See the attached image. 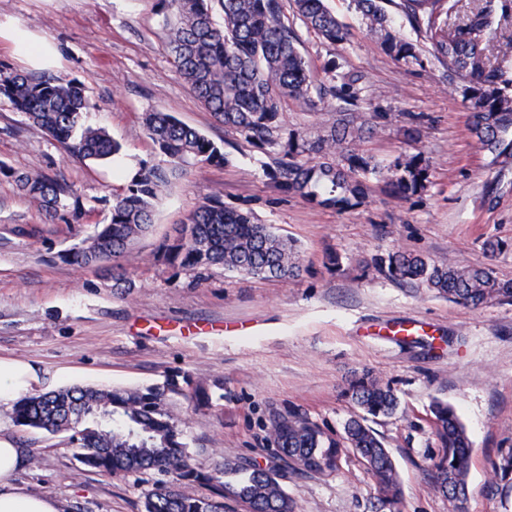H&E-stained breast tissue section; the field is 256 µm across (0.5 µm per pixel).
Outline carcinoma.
Returning a JSON list of instances; mask_svg holds the SVG:
<instances>
[{"label": "carcinoma", "instance_id": "cac0c4a2", "mask_svg": "<svg viewBox=\"0 0 512 512\" xmlns=\"http://www.w3.org/2000/svg\"><path fill=\"white\" fill-rule=\"evenodd\" d=\"M294 15L305 27L330 42L346 32L325 0H292ZM361 20L386 45L397 61L416 59L413 44L403 41L392 26L381 0H350ZM459 0H400L407 21L422 34L425 45L460 75L471 112L469 131L494 161H512V78L494 65L489 43L495 22L512 16V0H478L459 21ZM164 14L168 47L176 74L204 109L224 129L256 145L282 139L281 114L292 99L309 108L308 62L299 38L285 20L282 0H158ZM0 96L11 101L27 119L58 141L70 157L103 162L121 145L101 127L85 122L96 104L75 79L34 78L0 70ZM144 126L154 149L165 155L176 172L188 166L219 167L228 163L224 148L198 129L167 112H148ZM372 129L352 112H340L336 123L311 137L287 134L284 156L272 175L276 187L324 207L343 211L363 203L366 179L385 180L395 197L406 199L425 188L428 170L419 155L382 164L356 145ZM311 156L314 161H300ZM18 190L36 205L47 222L69 216L81 222L88 213L74 187L44 173L14 172ZM171 185L169 176L141 165L119 193L112 195L107 224L65 254L78 267L95 266L123 254L152 226L154 203ZM158 259L189 271L221 268L260 278L286 279L299 272L294 244L247 212L228 209L217 196H208L187 218L179 235L159 247ZM376 264L402 282L417 283L465 306L512 303V280H503L482 266L438 264L421 253L395 251ZM353 402L373 417L393 414L398 400L393 388L365 374L351 382ZM440 442L433 464V486L448 496L454 512L466 500L472 442L455 408L437 400L431 407ZM14 421L23 428L66 434L81 466L107 474L139 475L158 471L177 475L145 495V512H224V498L244 504L247 512H295V502L271 468L224 461V481L213 495L201 498L187 490L194 482H211L190 463L186 444L159 392L65 386L16 401ZM270 434L281 456L296 471L327 474L350 453L360 457L375 480L378 501L393 506L401 496L399 473L389 449L365 420L351 418L343 434L323 431L308 417L293 414L271 424ZM496 480H512V451L491 463Z\"/></svg>", "mask_w": 512, "mask_h": 512}]
</instances>
